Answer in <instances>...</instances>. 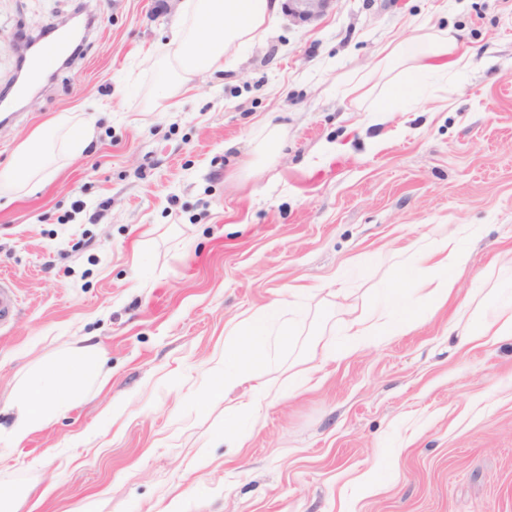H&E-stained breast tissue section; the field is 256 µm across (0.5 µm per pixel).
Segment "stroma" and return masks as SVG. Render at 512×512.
Returning <instances> with one entry per match:
<instances>
[{
	"label": "stroma",
	"mask_w": 512,
	"mask_h": 512,
	"mask_svg": "<svg viewBox=\"0 0 512 512\" xmlns=\"http://www.w3.org/2000/svg\"><path fill=\"white\" fill-rule=\"evenodd\" d=\"M182 0H0V90L17 34L93 16L36 92L0 111V169L68 112L92 122L28 193H0V422L13 384L66 344L104 353L85 398L20 445L0 438L10 512H512V342L461 344L452 307L327 365L313 390L263 408L244 447L202 397L224 325L314 286L310 316L267 376L340 342L329 281L380 299L402 248L436 225L475 228L461 295L497 287L512 251V0H335L279 16L169 108L148 111L152 61ZM460 31L472 66L392 112L348 95L419 25ZM282 153L251 166L266 124ZM334 0H286L283 9L299 23H313L322 18Z\"/></svg>",
	"instance_id": "stroma-1"
}]
</instances>
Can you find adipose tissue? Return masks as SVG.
<instances>
[{
  "mask_svg": "<svg viewBox=\"0 0 512 512\" xmlns=\"http://www.w3.org/2000/svg\"><path fill=\"white\" fill-rule=\"evenodd\" d=\"M277 0H185L176 29L154 59L155 84L151 110H162L189 83L202 75L222 71L224 59L253 42L272 25ZM472 56L458 49L454 37L440 30L386 48L375 71L388 75L389 91L376 111H391L392 99L411 93L431 77L468 68ZM67 133L72 147L91 139L94 127L74 126L70 116L53 119L48 127L33 131L15 149L9 167L0 171V191H17L49 175L55 161L60 133ZM408 261L400 265L385 289L398 317L375 306H345V337L340 346L322 351L323 360L350 356L364 348L399 336L457 298V272L470 263L453 232L439 231L411 241ZM305 288H292L287 298L253 309L224 326V356L212 369L213 386L205 394L214 402L249 381L259 392L225 408L228 422H256L263 405L297 394L311 379L312 367L302 368L280 381L264 379L274 348L290 345L302 322ZM458 321L466 341H512V289H492L481 300L458 299ZM101 355L93 345H70L52 361L37 365L12 389L7 408L11 421L4 433L19 443L42 431L62 413L68 402L79 399L96 378Z\"/></svg>",
  "mask_w": 512,
  "mask_h": 512,
  "instance_id": "ef3b65f1",
  "label": "adipose tissue"
}]
</instances>
